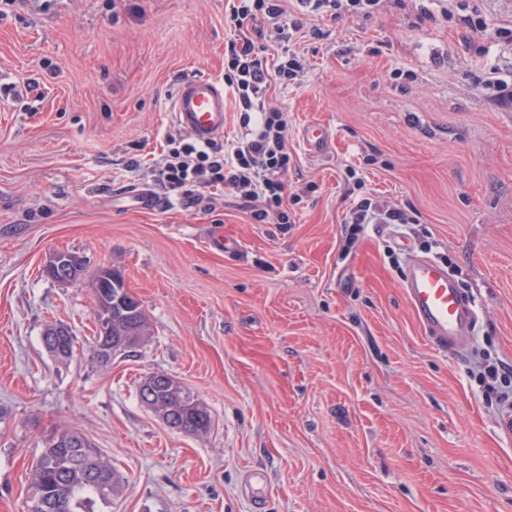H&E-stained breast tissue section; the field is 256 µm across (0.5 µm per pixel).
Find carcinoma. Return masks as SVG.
Here are the masks:
<instances>
[{"mask_svg": "<svg viewBox=\"0 0 512 512\" xmlns=\"http://www.w3.org/2000/svg\"><path fill=\"white\" fill-rule=\"evenodd\" d=\"M112 317L118 319L128 334L137 335L148 327V319L140 303L122 289L112 295ZM55 326L47 327L43 335L46 350L59 360H67L74 349V336H52ZM182 432L200 436L209 432L211 417L206 407L192 409L177 407ZM100 449L82 433L63 427L55 430L46 442L45 449L37 462L35 473L39 483L32 487L31 500L46 505L40 512H88L89 497L96 496L109 503L118 493L120 483L109 486V491L99 488L103 477L93 473L96 469V455Z\"/></svg>", "mask_w": 512, "mask_h": 512, "instance_id": "cac0c4a2", "label": "carcinoma"}]
</instances>
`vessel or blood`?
I'll use <instances>...</instances> for the list:
<instances>
[{"label": "vessel or blood", "mask_w": 512, "mask_h": 512, "mask_svg": "<svg viewBox=\"0 0 512 512\" xmlns=\"http://www.w3.org/2000/svg\"><path fill=\"white\" fill-rule=\"evenodd\" d=\"M171 110L177 126L195 139L207 142L220 137L226 121L224 86L206 76L182 79L172 95ZM300 137L309 154L327 153L331 140L328 128L309 123L302 127ZM403 288L417 323L440 353L457 354L470 346L476 332V313L446 267L408 253Z\"/></svg>", "instance_id": "vessel-or-blood-1"}]
</instances>
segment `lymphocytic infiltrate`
Segmentation results:
<instances>
[{"mask_svg":"<svg viewBox=\"0 0 512 512\" xmlns=\"http://www.w3.org/2000/svg\"><path fill=\"white\" fill-rule=\"evenodd\" d=\"M382 0H232L225 22L231 36L224 53V85L241 112L242 132L227 143H201L183 132L168 134L167 149L149 167L129 159L128 172L153 183L165 199L193 208L224 190L240 195L253 221L287 224L284 176L288 171V119L270 104L272 80L287 84L307 69L303 57L289 47L305 21H331L376 16ZM282 50L277 63H269L270 46ZM413 218L397 205L363 198L349 211L354 245L366 225L409 224Z\"/></svg>","mask_w":512,"mask_h":512,"instance_id":"lymphocytic-infiltrate-1","label":"lymphocytic infiltrate"}]
</instances>
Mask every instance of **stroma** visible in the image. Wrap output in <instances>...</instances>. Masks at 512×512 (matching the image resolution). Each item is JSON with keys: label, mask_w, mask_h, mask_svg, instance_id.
<instances>
[{"label": "stroma", "mask_w": 512, "mask_h": 512, "mask_svg": "<svg viewBox=\"0 0 512 512\" xmlns=\"http://www.w3.org/2000/svg\"><path fill=\"white\" fill-rule=\"evenodd\" d=\"M227 0H15L0 19V512H26L48 435L82 432L124 477L93 512H512V439L495 421L512 366V0L484 29L444 17L312 20L290 47L301 81L273 83L288 116L289 224H256L238 194L135 210L129 158L159 156L178 79H222ZM486 46L484 58L472 48ZM329 128L310 156L303 124ZM410 224H372L346 247L353 201ZM238 253L206 247L211 234ZM407 240L448 265L479 316L462 358L426 339L402 280ZM122 270L148 335L92 356L94 298L42 268L53 251ZM70 327L65 361L42 342ZM164 373L213 427L170 429L140 401Z\"/></svg>", "instance_id": "35a3bbf8"}]
</instances>
